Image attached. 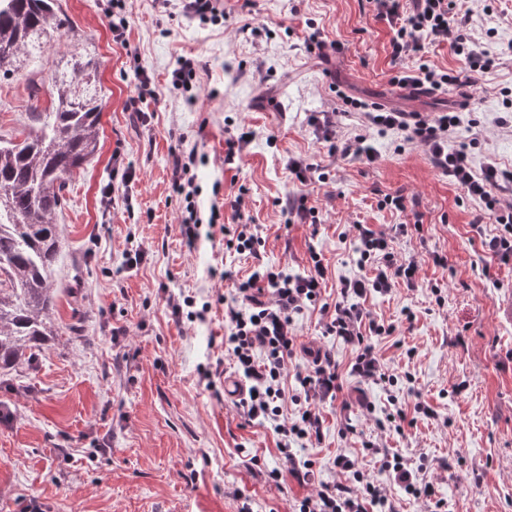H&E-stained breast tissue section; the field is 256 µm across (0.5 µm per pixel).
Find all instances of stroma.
Masks as SVG:
<instances>
[{
	"mask_svg": "<svg viewBox=\"0 0 512 512\" xmlns=\"http://www.w3.org/2000/svg\"><path fill=\"white\" fill-rule=\"evenodd\" d=\"M110 4L61 0L69 26L58 45L0 78L6 139L21 136L32 107L48 106L38 83L50 69L97 58L103 94L99 152L71 176L57 214L55 332L34 366L0 374V512L33 502L42 512H242L246 503L296 512L322 484L344 481L334 465L341 453L369 469L396 512H512V323L498 314L512 295V264L482 248L499 225L423 144L378 132L361 112L339 116L338 139L365 137L376 154L369 162L336 152L310 123L345 95L424 117L449 110L458 120L449 149L468 147L475 169L512 170V0L469 2L466 32L498 60L475 75L470 100L451 90L411 97L392 84V33L368 0H224L216 25L182 17L177 0L166 9L126 0L123 46L112 41ZM315 32L345 52L321 58L308 43ZM183 55L206 65L189 92L170 83ZM140 71L155 92L146 125L127 109ZM243 133L241 158L225 164L226 139ZM190 148L202 218L192 248L171 188L172 157ZM293 158L314 165L307 182L289 171ZM116 161L136 175L106 212L97 190ZM399 195L405 210L385 204ZM301 199L316 223L289 222ZM236 221L262 238L260 259L226 250L224 229ZM360 224L391 238L398 258L416 257L419 270L414 285L357 300L394 328L371 340L385 379L352 373L354 350L325 335L319 308L294 315L295 364L306 366L310 349L330 353L342 383L336 399L309 405L322 419L321 442L292 444L312 464L301 483L288 475L273 424L249 419L224 390L239 379L224 348V303L237 293L210 272L228 267L244 278L259 261L301 274L315 251L326 267L321 300L332 305L342 283L362 274ZM137 244L147 261L124 268V251ZM435 252L445 264L433 263ZM186 296L207 312L192 321L175 313L173 300ZM399 410L405 422H394ZM375 446L402 457L431 495L406 494Z\"/></svg>",
	"mask_w": 512,
	"mask_h": 512,
	"instance_id": "35a3bbf8",
	"label": "stroma"
}]
</instances>
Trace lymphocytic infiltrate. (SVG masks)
I'll list each match as a JSON object with an SVG mask.
<instances>
[{"mask_svg": "<svg viewBox=\"0 0 512 512\" xmlns=\"http://www.w3.org/2000/svg\"><path fill=\"white\" fill-rule=\"evenodd\" d=\"M371 3L375 19L387 22L393 33L390 40L393 60L415 58L424 51L426 43L447 41L466 70L486 73L495 67V58L459 29L454 0H371ZM368 118L380 129L404 131L408 140L428 146L436 165L458 189L465 196L485 203L494 222L502 228L485 246L501 263L511 262L512 206H501L498 196L512 193V171L493 166L478 171L473 168L466 149L448 152V136L457 125L452 113L427 121L416 114L376 108L369 112ZM196 164L197 155L192 151L176 154L172 160L171 185L186 202L181 234L190 247L197 241V226L201 222L193 202L192 170ZM358 241L356 263L370 268L372 274L346 281L340 291L341 301L332 306L319 302L325 267L316 252L312 253V266L305 274L276 272L260 264L242 280L232 270L223 273L224 280L231 282L238 294L237 301L224 307L227 324L224 343L244 375L252 381L242 405L249 417L276 423L283 438L280 451L290 463L288 473L300 481L309 479L311 465L292 454L287 439L317 438L321 429L320 418L311 408L302 412L298 423L288 426L279 421L284 398L281 378L294 355L290 332L293 314L320 304L326 334L340 337L357 349L353 372L367 379L376 377L379 365L370 339L391 334L392 329L366 320L363 310L349 303L348 298L370 291H388L399 281H413L418 271L416 261H397L384 234L362 226L358 229ZM264 291L270 294V301L260 300L259 295ZM295 379L306 394L318 390L322 395L332 396L341 389L336 360L326 352L313 354L310 365L296 370ZM336 466L346 474V482L324 485L316 495L301 500L299 512H368L373 506L388 507L387 496L355 460L340 455Z\"/></svg>", "mask_w": 512, "mask_h": 512, "instance_id": "lymphocytic-infiltrate-1", "label": "lymphocytic infiltrate"}]
</instances>
